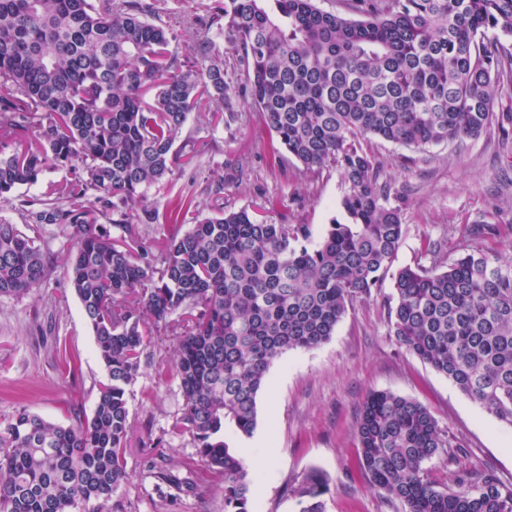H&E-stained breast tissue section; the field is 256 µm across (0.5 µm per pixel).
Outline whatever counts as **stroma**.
I'll list each match as a JSON object with an SVG mask.
<instances>
[{"label": "stroma", "mask_w": 512, "mask_h": 512, "mask_svg": "<svg viewBox=\"0 0 512 512\" xmlns=\"http://www.w3.org/2000/svg\"><path fill=\"white\" fill-rule=\"evenodd\" d=\"M230 102L237 120L214 131L205 117L190 115L181 135L205 139L206 153L197 164L174 166L173 193L191 191L207 210L260 207L266 219L309 225L316 237L331 220H344L339 172L326 167L306 175L288 155L274 157L250 95L234 88ZM372 148L404 212L398 264L423 259L428 239L456 257L477 223L496 228L487 246L512 255V139L491 132L425 152L377 140ZM53 262L51 281L35 296L0 298V420L23 405L46 420L77 423L91 417L106 379L64 253L56 252ZM391 293L386 283L370 299L354 301L329 342L288 352L272 365L258 396L250 446V488L263 492L251 512H299L289 490L313 472L328 487L326 512H402L371 487L358 465L356 422L374 390L420 401L454 439V456L443 453L426 465L439 487L453 486L462 467L512 482V428L397 344L387 328ZM175 359L174 343L153 330L142 373L128 394V480L118 492L123 512H224L223 481L207 471L189 442L165 434L182 409Z\"/></svg>", "instance_id": "35a3bbf8"}]
</instances>
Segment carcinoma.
<instances>
[{"instance_id": "obj_1", "label": "carcinoma", "mask_w": 512, "mask_h": 512, "mask_svg": "<svg viewBox=\"0 0 512 512\" xmlns=\"http://www.w3.org/2000/svg\"><path fill=\"white\" fill-rule=\"evenodd\" d=\"M215 0L217 30L180 58L158 0H0V205L50 168L70 178L25 201L26 230L0 220V298L30 297L53 276L52 246L94 336L107 380L91 418L49 422L19 408L0 421V512H120L131 430L128 387L150 343L144 318L176 341L184 401L166 435L189 440L224 480V512H249L250 478L226 433L249 436L270 367L328 342L347 307L391 279L390 335L512 427V257L474 246L430 264L397 265L403 209L390 202L374 140L417 151L512 134V0ZM279 147L303 174L340 172L347 221L312 237L248 209L203 212L186 194L148 205L190 114L224 103V51ZM110 220L121 231L98 223ZM145 224L188 225L151 241ZM372 486L404 512H512V485L461 470L440 490L426 463L446 448L419 401L374 391L357 421ZM323 481L291 490L299 512H325Z\"/></svg>"}]
</instances>
